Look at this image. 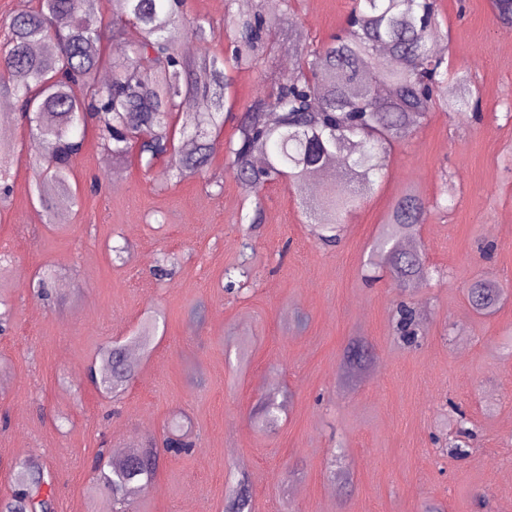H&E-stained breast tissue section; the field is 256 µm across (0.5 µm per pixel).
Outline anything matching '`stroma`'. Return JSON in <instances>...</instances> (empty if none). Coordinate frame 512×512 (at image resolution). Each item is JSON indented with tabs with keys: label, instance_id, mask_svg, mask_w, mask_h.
Here are the masks:
<instances>
[{
	"label": "stroma",
	"instance_id": "stroma-1",
	"mask_svg": "<svg viewBox=\"0 0 512 512\" xmlns=\"http://www.w3.org/2000/svg\"><path fill=\"white\" fill-rule=\"evenodd\" d=\"M445 58L479 92L465 126L431 112L396 144L384 180L346 219L340 243L321 246L302 200L284 185L261 193L253 282L224 290L240 260V216L251 208L226 168L236 119L287 75L301 45L329 41L352 0H295L279 45L258 69L231 70L232 118L214 139L207 179L153 186L137 162L114 165L89 129L73 163L80 205L67 224L44 223L33 192L41 143L17 119L13 190L0 201V297L13 308L0 335V497L12 466L33 461L56 475L55 512H110L90 463L100 445L135 448L175 421L196 446L161 456L155 485L131 512H224L230 482L250 478L253 512H501L512 503V28L490 0H438ZM439 200L418 240L440 281L399 288L367 279L371 246L406 188ZM125 247L123 261L112 249ZM179 263L152 274L159 252ZM49 271L50 299L37 294ZM483 277L505 293L477 313L466 286ZM423 314L418 346L393 328L401 301ZM165 323L119 401L85 378L99 349L126 341L149 314ZM367 343L373 359L344 381L345 352ZM283 402L261 425V397ZM470 434L457 435V412ZM468 446L451 457L442 440Z\"/></svg>",
	"mask_w": 512,
	"mask_h": 512
}]
</instances>
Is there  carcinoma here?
I'll list each match as a JSON object with an SVG mask.
<instances>
[{
    "instance_id": "carcinoma-1",
    "label": "carcinoma",
    "mask_w": 512,
    "mask_h": 512,
    "mask_svg": "<svg viewBox=\"0 0 512 512\" xmlns=\"http://www.w3.org/2000/svg\"><path fill=\"white\" fill-rule=\"evenodd\" d=\"M99 0H38L35 9L0 23L7 29L0 45V97L11 99L30 131L44 147L37 199L50 224L63 223L78 204L69 178L84 144L88 124L96 126L105 150L117 162L135 157L147 169L163 163L157 187L173 177L203 178L213 142L226 119L230 78L226 68L259 67L294 13L292 0H281L277 14L262 6L246 18L227 12L224 38L229 53L204 52L191 60L181 46L187 38L202 44L215 36L190 21L185 0H112V22L106 29L85 24ZM493 19L512 27V0H492ZM436 0H353L343 32L315 47L302 49L288 75L273 92L244 113L229 140L227 168L246 196H259L268 184L281 182L303 195L308 177L341 157L340 178L348 190H328L307 201L314 216L312 233L327 246L339 239L346 214L358 207L384 176L391 148L410 137L429 113L441 110L455 122L479 110V97L468 71L434 53L448 36L437 19ZM126 43L127 54H107L109 39ZM111 71L108 86L98 73ZM199 111L191 126H177L174 116L184 99ZM9 149L0 142V193L8 195ZM432 207L414 190L393 204L373 245L372 266L388 273L402 288L433 277L420 248L402 249V238L416 237ZM243 258L224 270V291L237 293L251 277ZM176 259L163 253L154 275L170 276ZM504 293L493 279L467 286V298L481 314L491 312ZM395 328L402 341L417 342L415 308L396 310ZM158 320L143 321L127 342L100 348L88 370L100 391L115 396L135 373L129 347L147 350ZM195 447L189 432L166 433L162 445L153 439L115 463L108 448L97 450L94 469L99 489L112 512H126L129 500L154 480L160 452L176 457ZM55 474L25 462L14 465V485L0 512H53ZM226 512H252L248 485L240 484Z\"/></svg>"
}]
</instances>
